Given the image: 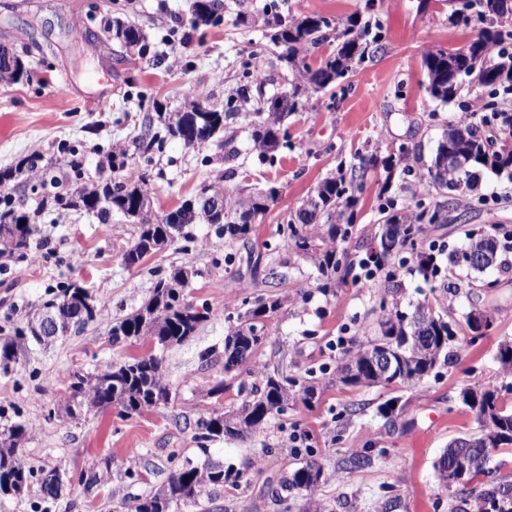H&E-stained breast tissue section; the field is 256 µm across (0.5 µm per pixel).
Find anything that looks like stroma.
<instances>
[{"instance_id":"1","label":"stroma","mask_w":512,"mask_h":512,"mask_svg":"<svg viewBox=\"0 0 512 512\" xmlns=\"http://www.w3.org/2000/svg\"><path fill=\"white\" fill-rule=\"evenodd\" d=\"M266 2L224 0L223 21L197 28L192 0H0V45L23 53L29 70L26 81L0 80V170L38 154L57 172H67L68 156L58 149L67 142L82 150L83 183L92 187L110 178L100 162L121 148L129 167L147 171L157 216L214 185L229 194L278 191L245 244L197 224L191 239L177 240L129 268L122 253L136 227L122 213L104 222L91 213L63 211L42 216L29 256L0 261L1 329L24 326L48 288L60 282L79 283L97 304L93 322L51 345L17 338L16 361L0 365V428L24 426L22 452L34 468L112 469L107 483L66 488L54 500L43 498L36 484L24 495L0 496V512H115L119 503L156 491L184 460L207 457L247 472L251 482L201 495L180 512H306L305 495L280 503L268 491L303 460L291 450L294 434L321 465L315 498L333 512H379L393 493L406 512H448V492L434 464L451 438L476 429L458 402L460 391L503 383L497 353L501 341L512 339V273L459 271L473 296L453 303L445 254L437 258L440 274L427 279L416 273V259L405 250L392 258L388 274L349 279L325 295L316 268L286 249L279 223L324 178L362 177L363 189L351 207L354 231L342 257L355 263L370 251L380 197L401 208L439 201V193L425 190L416 175L431 164L448 122L470 111L472 98L445 105L431 101L422 56L432 47L460 48L474 30L452 22L453 0H276L284 13L342 23L379 20L382 39L380 49L345 78L289 114L278 150L264 154L252 141L256 102L287 90L292 74L261 31L235 26L234 20L239 10L255 12ZM117 17L139 29L143 54L128 52L105 32ZM254 56L265 61L259 81L246 67ZM191 87L233 104L235 158L225 159L214 144L193 150L176 139L148 155L135 147L134 137L157 110L183 107ZM100 97L107 98V108L96 106ZM494 225L512 230V180L486 169L476 190L449 208L446 223L425 225L421 240L449 251L466 245L467 232ZM181 263L195 271L188 301L208 306L210 314L164 353L166 376L177 391L174 403L129 417L113 408L68 416V372L96 374L151 349L147 337L113 341L112 325L139 308L156 279ZM391 292L404 311L426 303L458 322L477 305L495 309V320L482 339L460 344L448 363L420 382L342 385L336 375L346 350L380 335V301ZM252 294L284 301L253 365L288 376L313 370L320 391L312 407L288 408L261 433L199 447L193 438L198 414L238 402L236 382L225 381L222 364H207L204 355L223 353L224 335L242 312L243 298ZM220 380L226 383L223 394L207 397ZM390 400L395 406L387 415L381 407ZM363 450L370 466L345 471L343 460Z\"/></svg>"}]
</instances>
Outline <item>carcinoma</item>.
<instances>
[{"label": "carcinoma", "mask_w": 512, "mask_h": 512, "mask_svg": "<svg viewBox=\"0 0 512 512\" xmlns=\"http://www.w3.org/2000/svg\"><path fill=\"white\" fill-rule=\"evenodd\" d=\"M473 11L465 16L452 14V18L465 25L476 22V34L464 46L455 50L435 49L423 55L427 77V92L442 104L454 101L464 88L474 86L490 90V96L499 92L512 94V51L504 47L505 34L500 27L512 25V0H474ZM224 0H193L194 26L208 25L221 18ZM237 22L258 28L276 47L295 76L288 90L280 95L257 102L259 121L253 132L257 147L265 153L275 151L280 143V126L285 117L304 108L312 95L322 92L345 77L353 65L365 59L370 43L378 42L382 27L379 22L367 21L358 26L355 21L339 25L319 15H282L275 3L263 10L237 15ZM112 35L129 50H141L139 31L120 22L112 25ZM329 53L319 64L312 65L309 58L321 47ZM28 76L25 64L9 65L0 59V78L19 82ZM477 111L486 112L476 123L463 116L448 125L438 145L433 163L419 173L420 180L435 188L445 197L433 209L416 205L414 211H397L394 202L386 201L380 207V253H370L359 261L362 270H381L393 252L409 249L416 254L419 269L436 273L438 265L432 254L418 247L423 233L422 224H443L446 218L440 212L457 197L472 192L482 168L512 178V112L498 108L493 101L478 100ZM234 113L211 106L204 99H193L177 112L157 113L158 129L147 128L137 137L138 149L150 152L167 135L180 140L187 148H203L226 129ZM62 150L70 154V172L62 177L50 173L47 167L24 158L15 166L0 170V184H7L22 176L40 187L51 186L52 191L42 196L34 210L26 208L25 200L14 197L8 189H0V258H19L28 255L35 233L34 226L42 211L85 210L108 218L116 209L137 224L136 237L123 253L127 267H138L148 253L159 250L175 238H190L185 229L203 220L217 225V230L231 240L250 238L252 224L241 221L244 212L252 216L263 215L269 209L267 201H275L277 190L253 195L229 197L222 190H213L212 196L224 202V212L208 213L204 203L190 208L182 203L171 215L174 222L163 221L150 214V201L141 173L128 176L126 154L122 151L108 156V165L117 174L115 180L100 188L80 187L83 163L77 146L63 144ZM362 183L344 175L321 181L310 198L284 218L286 241L292 249L310 259L319 273V289L328 294L336 288V278H345L352 267L342 264L339 246L350 237L352 220L346 215ZM25 224H20V221ZM473 256L491 255L492 265L503 272L512 271L509 252L512 251V232L471 234L465 249L448 252V266L477 269L466 259L465 252ZM196 275L193 267L183 264L173 267L167 276L158 279L153 293L139 308L117 320L112 326L116 340H137L150 337L156 345L166 349L191 336L205 321L209 309L196 310L187 301L186 288ZM68 303V311L61 312L62 332L68 326L82 327L93 321L96 312L86 311L75 296V284L59 283L49 289L41 303L42 310ZM244 313L238 315L237 325L224 336V375L234 376L249 362L264 340L265 322L282 306L280 299L256 295L243 301ZM385 321L381 336L368 346L347 351L346 360L339 370L340 382L352 386H373L420 381L430 375L441 358L451 356L457 341L449 322L425 304L415 307L408 315L400 310L398 302L381 301ZM17 328L14 333H0V363L16 359L15 337L29 335L38 344L44 343L36 328ZM389 350L393 368L382 378L372 368L375 353ZM498 360L503 375L512 379V341L499 345ZM250 382L241 381L238 389L240 404L228 411L212 410L199 415L194 421V439L209 441L220 438H243L263 430L268 422L298 402L309 407L313 404L319 382L303 375L276 376L258 369ZM70 391L69 414L74 406L93 405L97 409L115 407L119 415L129 416L147 410L165 408L175 400L176 392L166 382L162 353L134 357L95 375L71 372L67 376ZM462 405L473 414L477 431L458 436L448 443L435 464L437 478L448 485L447 465L460 458L467 460L468 472L451 489L449 512H512V474L497 475L490 466L493 452L512 451V404H501L498 389L467 387L461 390ZM25 430L11 426L0 431V493L16 495L38 482L44 495L56 498L60 488L48 479L49 471H39L26 464L21 455ZM323 472L318 462L311 460L296 468L270 490L272 498L285 501L294 492L312 494L322 481ZM242 476L230 477L224 464L207 460L197 465L190 460L176 468L167 483L155 492L135 499L127 505L128 512H172L180 504L194 503L207 492L224 488L231 481L239 485Z\"/></svg>", "instance_id": "cac0c4a2"}]
</instances>
